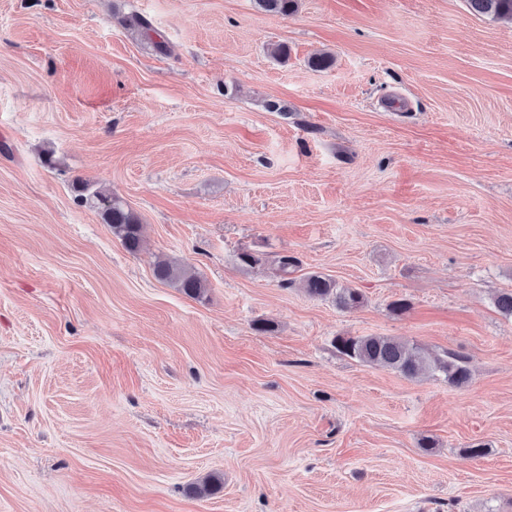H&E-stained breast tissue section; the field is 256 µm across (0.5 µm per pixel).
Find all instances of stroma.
<instances>
[{
	"mask_svg": "<svg viewBox=\"0 0 512 512\" xmlns=\"http://www.w3.org/2000/svg\"><path fill=\"white\" fill-rule=\"evenodd\" d=\"M79 179L138 215V252ZM161 256L206 297L157 281ZM510 290L512 23L467 0H0V512H512ZM339 336L460 354L471 382ZM305 289L312 297H330L336 301L338 308L350 310L359 307L364 302L362 292L355 288H338L336 283L320 274H309L305 279ZM336 350L356 362L382 366L406 378L430 373L442 376L449 386L465 388L471 380L466 358L448 351L430 356L414 343L384 336H339Z\"/></svg>",
	"mask_w": 512,
	"mask_h": 512,
	"instance_id": "obj_1",
	"label": "stroma"
}]
</instances>
